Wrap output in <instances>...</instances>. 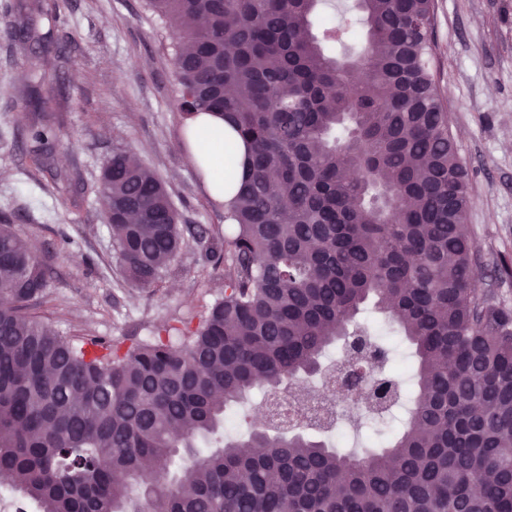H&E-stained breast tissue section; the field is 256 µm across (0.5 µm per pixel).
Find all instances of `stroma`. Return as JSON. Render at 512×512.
Returning a JSON list of instances; mask_svg holds the SVG:
<instances>
[{
	"label": "stroma",
	"instance_id": "35a3bbf8",
	"mask_svg": "<svg viewBox=\"0 0 512 512\" xmlns=\"http://www.w3.org/2000/svg\"><path fill=\"white\" fill-rule=\"evenodd\" d=\"M21 0H0V224L26 239L49 271L47 311L65 336L131 343L156 327L199 316L221 299L204 255L186 241L153 292L127 281L95 187L113 150L131 152L165 184L184 224L223 228L186 146L176 102L175 24L146 0H42L38 19L50 55L19 39ZM433 71L469 175L467 228L476 241L477 278L494 303L512 309V0H434ZM55 131L51 157L31 128ZM70 244H62V237ZM366 324L390 349V371L413 361L383 314ZM357 410L343 416L340 451H370L396 428Z\"/></svg>",
	"mask_w": 512,
	"mask_h": 512
}]
</instances>
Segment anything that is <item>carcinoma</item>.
<instances>
[{"label": "carcinoma", "instance_id": "1", "mask_svg": "<svg viewBox=\"0 0 512 512\" xmlns=\"http://www.w3.org/2000/svg\"><path fill=\"white\" fill-rule=\"evenodd\" d=\"M179 28L178 107L218 115L213 181L247 174L224 230L179 223L162 181L117 148L96 190L127 279L150 289L190 237L224 299L180 336L123 348L35 312L46 269L0 225V470L39 512H512V312L476 288L462 223L468 172L434 81V0H358L354 69L311 33L321 0H148ZM357 73L360 86L351 84ZM54 130L31 138L50 155ZM413 347V392L362 319ZM363 340L366 351L342 344ZM343 360L378 370L405 410L374 452L267 424L224 436L227 410ZM207 438L201 452L197 440ZM160 484L151 509L132 497Z\"/></svg>", "mask_w": 512, "mask_h": 512}]
</instances>
